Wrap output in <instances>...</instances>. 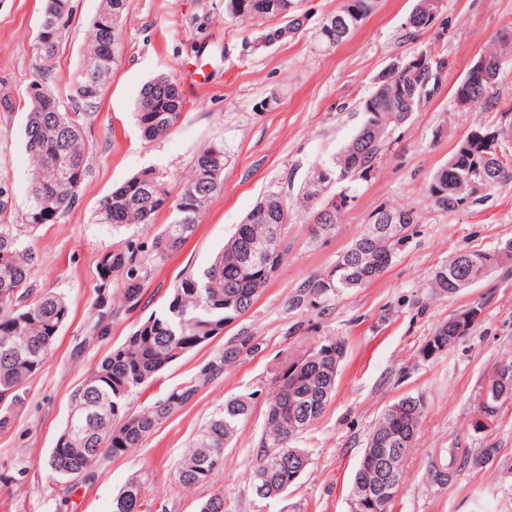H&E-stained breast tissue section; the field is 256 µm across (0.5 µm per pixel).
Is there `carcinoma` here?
Segmentation results:
<instances>
[{"label":"carcinoma","instance_id":"cac0c4a2","mask_svg":"<svg viewBox=\"0 0 512 512\" xmlns=\"http://www.w3.org/2000/svg\"><path fill=\"white\" fill-rule=\"evenodd\" d=\"M277 0H224L234 19L265 21L279 16L282 26L267 27L255 50L295 34L309 13L296 8L285 15L271 7ZM129 0H101L92 21L87 59L66 97L58 93V51L69 19V0H44L36 40V78L29 84L24 149L33 168L30 201L24 223L12 220L10 185L0 179V402L16 403L24 384L44 363L60 328L69 316L63 297L50 293L34 295L31 273L36 255L24 244L22 234L44 224H55L79 200L88 173L85 124L98 108L103 90L112 76L121 43L122 19ZM375 0H342L336 13L318 28L321 43L331 48L347 40L373 12ZM431 0H416L406 27L418 33L433 22ZM421 67L407 75H388L375 84L362 102V121L353 137L331 157L321 161L330 175L323 194L304 181L295 203L310 213L313 234H331L342 211L333 206L340 193L352 197L357 185L367 180L388 148L390 131L406 122L413 112L437 92L438 72L444 59L424 51ZM490 83L473 85L469 93L473 108L512 112V104L497 93L500 60L485 54ZM186 101L180 85L167 76L147 82L136 105L141 135L153 140L168 134L178 123ZM499 143L501 157L486 159V140ZM224 145L212 143L197 151L192 174L172 204L173 220L152 232L145 243L133 240L103 253L98 261L99 300L93 326L95 336L110 335L112 307L107 288L118 291L125 309L137 308L145 294L146 263L162 261L179 251L194 235L209 203L224 187ZM479 178L490 187L512 181V125L481 122L461 139L448 162L434 173L428 185L433 204L445 212L459 210L471 192L468 178ZM171 197L168 177L146 169L131 177L101 202L100 221L120 230L132 226L152 228L154 216ZM292 202L278 191L264 194L247 213L242 224L224 243L211 263L198 273H187L172 288L166 309L152 315L119 346L105 356L71 395L72 425L62 430L68 442L55 444L46 461L57 478L67 482H91L111 458L139 447L161 424L187 406L196 395L219 379L224 370L257 350L254 337L241 331L224 341L187 382L174 386L143 411L132 412L128 399L150 380L188 353L209 344L224 327L251 310L274 272L281 266L288 246L284 234L291 219ZM411 209L380 208L371 225L392 223L389 231L360 235L326 273L305 281L287 306L313 302L362 288L378 279L391 265L406 240L402 231L415 223ZM512 269V239L492 250L460 251L434 272L432 288L453 296L481 278ZM458 315L440 323L420 352H446L462 335ZM344 357V345L327 339L292 360L279 373L277 386L267 405L266 428L256 450L252 488L259 500L280 498L296 485L299 469L311 463V452L297 446L299 437L322 416L336 389ZM426 408L424 397L407 394L396 399L381 414L366 447L404 451L394 468H384L363 459L356 469L351 499L377 484L401 482L403 461L412 448ZM251 412V395H237L224 402V410L199 433L192 449L181 459L176 480L183 487L208 483L222 464L224 448L240 423ZM140 484L132 479L112 499V512H139Z\"/></svg>","mask_w":512,"mask_h":512}]
</instances>
